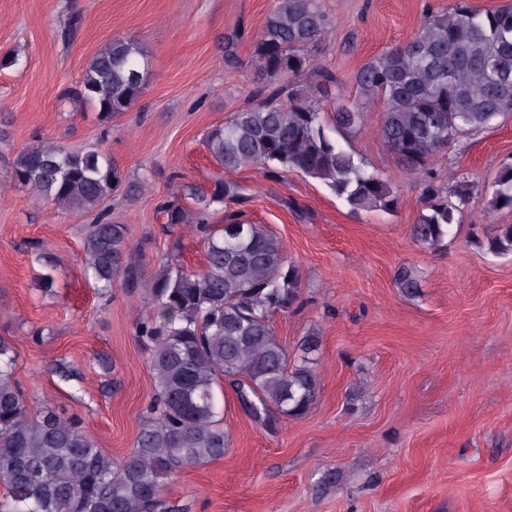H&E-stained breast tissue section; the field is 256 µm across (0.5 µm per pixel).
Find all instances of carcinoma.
<instances>
[{
  "mask_svg": "<svg viewBox=\"0 0 512 512\" xmlns=\"http://www.w3.org/2000/svg\"><path fill=\"white\" fill-rule=\"evenodd\" d=\"M326 24L317 0H278L252 66L280 85L259 88L252 105L211 130L207 150L226 170H298L323 182L354 213L391 211L397 205L392 184L364 169L322 121L320 103L337 83L333 68L312 55ZM146 63L141 45L115 39L89 63L79 94L108 116L124 112L141 93ZM355 84V100L335 109L336 132L359 131L366 100L382 103L384 144L426 182L424 211L411 237L438 245L461 224L469 188H456L455 201L448 200L432 181L429 160L512 115V8L480 11L456 0L409 42L366 62ZM11 180L84 210L104 202L117 174L97 151L36 144L16 156ZM492 188L491 205L512 210V166L497 173ZM235 193V185L219 181L209 195L190 192L198 204L192 215L175 200L161 206L167 229L196 225L205 244L201 271L187 272L168 259L144 276L125 262L126 225L112 223L105 211L84 238V269L102 294H112L120 277L132 290L144 287L151 304L137 335L149 351L155 393L126 460L104 454L80 422L51 408L31 412L14 379L16 349L0 337V485L8 502L0 512H175L164 499L167 482L185 468L221 459L228 448L218 411L223 385L270 430L282 417L310 411L319 389L312 355L320 337H302L291 360L272 324L298 298V270L263 225L235 214L222 224L209 222L211 206ZM487 246L496 255L512 254V224L500 225ZM394 278L405 294L418 292L412 269L400 266Z\"/></svg>",
  "mask_w": 512,
  "mask_h": 512,
  "instance_id": "cac0c4a2",
  "label": "carcinoma"
}]
</instances>
